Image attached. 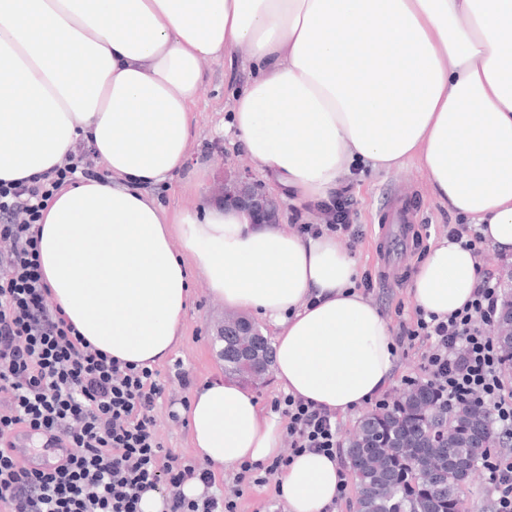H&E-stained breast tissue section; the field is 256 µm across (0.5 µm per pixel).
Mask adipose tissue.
Here are the masks:
<instances>
[{"label": "adipose tissue", "instance_id": "obj_1", "mask_svg": "<svg viewBox=\"0 0 512 512\" xmlns=\"http://www.w3.org/2000/svg\"><path fill=\"white\" fill-rule=\"evenodd\" d=\"M246 47L231 125L269 188L303 209L356 164L418 159L439 202L512 255V0H0V181L60 164L86 140L111 182L61 191L39 225L50 299L96 348L153 366L178 341L190 278L271 323L275 379L346 413L389 382L388 321L355 287L335 236L251 223L223 201L169 212L142 192L185 175L203 64ZM480 262L431 245L410 291L446 317ZM199 456L229 469L281 453L277 416L233 382L182 411ZM343 470L306 452L278 477L288 512H324Z\"/></svg>", "mask_w": 512, "mask_h": 512}]
</instances>
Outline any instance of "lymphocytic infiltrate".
Instances as JSON below:
<instances>
[{"instance_id":"obj_1","label":"lymphocytic infiltrate","mask_w":512,"mask_h":512,"mask_svg":"<svg viewBox=\"0 0 512 512\" xmlns=\"http://www.w3.org/2000/svg\"><path fill=\"white\" fill-rule=\"evenodd\" d=\"M88 152L75 149L35 178L0 182V512H142L144 494H159L161 512H237L243 486H261L294 456L312 451L340 457L337 414L301 398L273 404L286 418L289 452L265 464L243 462L238 486L213 489L212 476L195 460L165 448L154 411L164 392L159 373L112 358L80 336L49 300L40 263L38 223L69 182L99 178ZM349 187L323 209L324 224H300L302 235L328 231L357 241ZM505 294L482 275L472 298L442 318L417 310L395 341L420 348L428 384L449 403L487 408L498 431L512 436V376L495 328ZM64 445L65 458L42 471L15 453L20 430ZM494 512H512V448L484 463ZM197 480L195 498L183 486Z\"/></svg>"}]
</instances>
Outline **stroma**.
<instances>
[{"mask_svg":"<svg viewBox=\"0 0 512 512\" xmlns=\"http://www.w3.org/2000/svg\"><path fill=\"white\" fill-rule=\"evenodd\" d=\"M203 76L204 88L196 105L197 126L189 149V162L207 165L212 170L208 191L218 196L222 193L225 170L251 164L233 135L225 131L231 121V100L224 82L230 78L239 83L249 79L250 64L245 51H238L229 69L220 59L206 62ZM347 182L354 200L352 222L362 233L351 250L358 274L375 279L376 288L369 300L389 321L392 331H399L416 318L417 305L410 284L421 257L431 244L444 237V225L458 223L459 218L437 202L415 158L388 172L368 173L362 166H353ZM394 201L412 213L415 221L403 229L405 244L393 247L394 257L400 262L399 280L384 281L380 278L382 268L378 260L382 242L375 230L383 223ZM429 225L434 228L430 234L425 231ZM224 315L223 301L210 293L203 280L192 279L189 304L180 324V340L157 365L160 378L166 384L165 395L156 408L158 432L165 447L190 459L196 456L192 436L188 426L172 418V405L190 399L193 388L223 377L224 362L216 330L223 324ZM178 362L190 374V387H182L175 376L174 365Z\"/></svg>","mask_w":512,"mask_h":512,"instance_id":"35a3bbf8","label":"stroma"}]
</instances>
